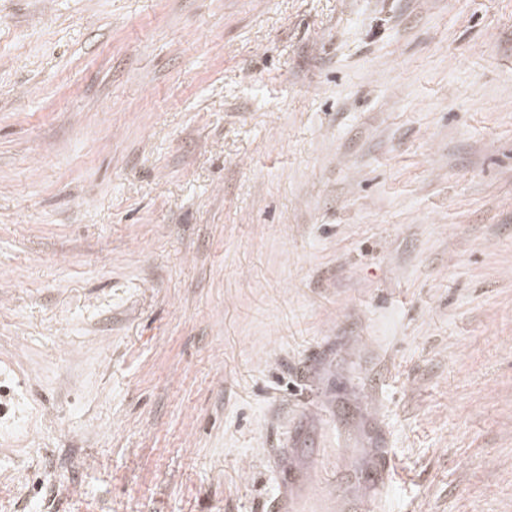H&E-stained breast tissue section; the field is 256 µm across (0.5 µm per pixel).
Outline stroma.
Returning a JSON list of instances; mask_svg holds the SVG:
<instances>
[{"label": "stroma", "mask_w": 512, "mask_h": 512, "mask_svg": "<svg viewBox=\"0 0 512 512\" xmlns=\"http://www.w3.org/2000/svg\"><path fill=\"white\" fill-rule=\"evenodd\" d=\"M383 440L379 512H512V0H0V512Z\"/></svg>", "instance_id": "1"}]
</instances>
